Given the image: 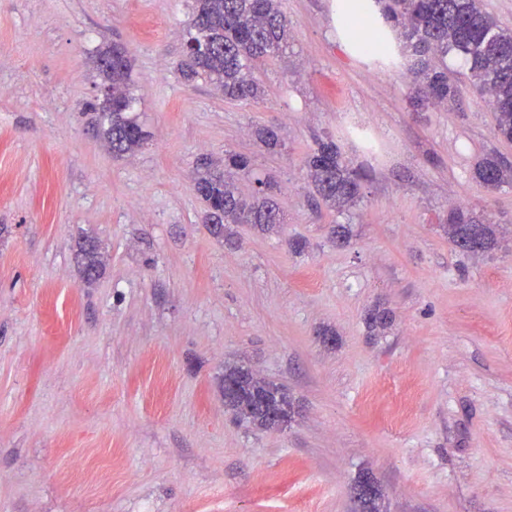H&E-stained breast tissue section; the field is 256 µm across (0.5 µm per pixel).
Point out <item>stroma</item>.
<instances>
[{"label": "stroma", "instance_id": "1", "mask_svg": "<svg viewBox=\"0 0 512 512\" xmlns=\"http://www.w3.org/2000/svg\"><path fill=\"white\" fill-rule=\"evenodd\" d=\"M278 6L288 49L232 101L182 74L192 0H0V512H357L364 476L385 512H512V187L473 176L512 142L463 60L456 105L421 108L338 0ZM115 44L150 134L123 155L91 126ZM328 136L370 174L343 212L305 166ZM228 152L254 165L242 194L274 182L281 224L211 234L196 180ZM459 207L493 250L453 248ZM228 362L288 388V428L233 422ZM77 247L82 278L85 283L91 284L100 277L103 269L99 245L92 238H83Z\"/></svg>", "mask_w": 512, "mask_h": 512}]
</instances>
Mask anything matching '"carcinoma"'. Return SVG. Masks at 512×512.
Returning a JSON list of instances; mask_svg holds the SVG:
<instances>
[{
    "instance_id": "cac0c4a2",
    "label": "carcinoma",
    "mask_w": 512,
    "mask_h": 512,
    "mask_svg": "<svg viewBox=\"0 0 512 512\" xmlns=\"http://www.w3.org/2000/svg\"><path fill=\"white\" fill-rule=\"evenodd\" d=\"M338 9L347 16L350 28L345 33L352 44L360 42L356 28L365 27L374 36L364 42V56L372 64L397 68L407 59L416 87L415 102L421 105L446 104L456 97L455 87L448 83V68L435 65L433 58L444 59L452 53L463 59L469 64L470 82L493 109L497 135L512 141V30L501 26L481 0H372L362 15L351 12L348 0H340ZM186 47L187 79L209 80L226 99L255 100L261 89L252 62L288 48V22L278 0H194ZM96 63L105 91L102 102L92 105L105 119L100 133L116 153H133L149 139V133L135 114L130 61L114 45L98 52ZM306 166L322 200L345 209L362 198L369 175L351 167L335 141L318 143ZM250 167L247 157L230 153L224 157V170L208 169L198 179L197 191L207 205L213 235L224 236L226 224L269 227L281 223L271 181L256 179L250 197L236 192L231 171ZM475 176L492 190L512 185V170L495 157L482 159ZM448 236L462 254L486 252L495 246L491 225L473 223L461 209L448 214ZM77 252L84 282H95L103 269L98 243L84 238ZM224 381L235 387L228 409L239 424L278 430L279 422L293 418L294 403L283 385L239 365L224 366Z\"/></svg>"
}]
</instances>
